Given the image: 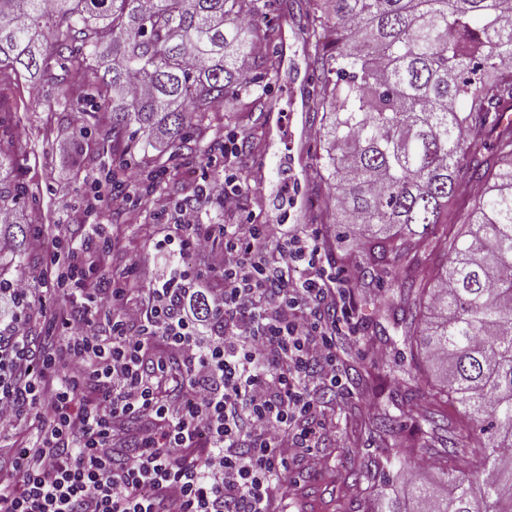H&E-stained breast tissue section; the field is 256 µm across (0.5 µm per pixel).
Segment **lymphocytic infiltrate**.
I'll list each match as a JSON object with an SVG mask.
<instances>
[{
	"instance_id": "lymphocytic-infiltrate-1",
	"label": "lymphocytic infiltrate",
	"mask_w": 512,
	"mask_h": 512,
	"mask_svg": "<svg viewBox=\"0 0 512 512\" xmlns=\"http://www.w3.org/2000/svg\"><path fill=\"white\" fill-rule=\"evenodd\" d=\"M247 190L228 169L200 193L236 216ZM219 238V288L145 262L107 274L102 246L61 231L49 265L0 290L24 306L39 283L76 292L83 319L110 324L98 336L62 319L42 356L0 335V431L27 407L41 433L0 470V512H279L289 463L323 467L316 395L342 385L338 339H360L354 282L315 231L203 225L193 208L155 249L204 253Z\"/></svg>"
}]
</instances>
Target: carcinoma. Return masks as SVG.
Here are the masks:
<instances>
[{
	"label": "carcinoma",
	"mask_w": 512,
	"mask_h": 512,
	"mask_svg": "<svg viewBox=\"0 0 512 512\" xmlns=\"http://www.w3.org/2000/svg\"><path fill=\"white\" fill-rule=\"evenodd\" d=\"M324 120L326 205L361 226L362 273L392 258L385 312L463 414L454 466L400 480L412 509L381 493L379 512H512V8L507 0H306ZM258 0H0V70L64 84L111 117L112 139H187L250 83ZM79 72L78 85L67 76ZM138 81L144 93L133 88ZM0 145V211L26 193ZM441 248L413 266L430 234ZM0 289L33 231L1 224Z\"/></svg>",
	"instance_id": "cac0c4a2"
}]
</instances>
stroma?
<instances>
[{"instance_id": "35a3bbf8", "label": "stroma", "mask_w": 512, "mask_h": 512, "mask_svg": "<svg viewBox=\"0 0 512 512\" xmlns=\"http://www.w3.org/2000/svg\"><path fill=\"white\" fill-rule=\"evenodd\" d=\"M255 17L258 39L266 44L262 68L245 62L244 72L254 79L248 91L227 97L207 120L191 130L189 147L178 149L163 141H135L116 151L94 105L85 112L64 110L59 84L32 87L25 78L7 73L0 92L8 98L0 114V139L16 159V175L29 189L17 208L21 222L37 224L41 237L32 242L18 275L45 265L53 251L55 225H65L76 240L93 230L77 212L79 201L95 176L111 175L113 183L128 176L159 171L157 194L170 207L196 206L205 224H220L224 210L217 201L202 200L198 188L205 177L224 172L222 145L242 139L235 161L241 181L252 190L242 198L243 214L257 224H305L318 234L331 263L358 276L361 237L355 227L336 225L323 203L318 158L322 129L315 112L316 72L313 51L306 38V18L298 0H259ZM104 235L114 247L104 253L105 270L123 268L148 257L156 240L170 232L167 218L152 209L126 216L103 205L98 216ZM384 273L356 291L359 331L365 343L383 345L387 360L375 363L355 357L346 388L326 392L322 413L327 433L321 453L326 468L313 471L291 464L283 488L290 512H376L381 478L396 474L392 455L396 448L428 447L439 452L448 445V432L461 415L440 396L439 387L423 357L410 353L392 318L380 311L387 293ZM33 299L42 313L18 322L20 333L32 339L49 335L50 314H69V298L34 289ZM368 392L369 403L358 395ZM435 404L447 416L446 427H431L426 404ZM386 417L394 424V437L380 439L371 417Z\"/></svg>"}]
</instances>
